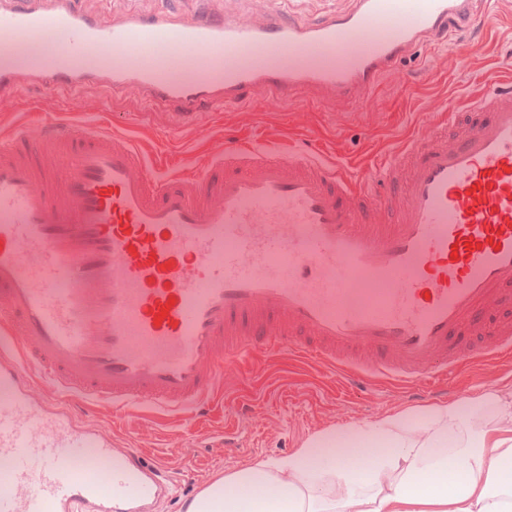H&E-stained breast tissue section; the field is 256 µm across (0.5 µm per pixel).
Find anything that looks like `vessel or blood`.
I'll list each match as a JSON object with an SVG mask.
<instances>
[{
  "instance_id": "1",
  "label": "vessel or blood",
  "mask_w": 512,
  "mask_h": 512,
  "mask_svg": "<svg viewBox=\"0 0 512 512\" xmlns=\"http://www.w3.org/2000/svg\"><path fill=\"white\" fill-rule=\"evenodd\" d=\"M478 2L353 0L287 25L0 0V93L132 87L182 128L261 92L342 112L412 49L490 28ZM462 109L490 119L452 135L436 113L355 167L287 124L275 146L203 128L172 161L89 116L0 118V512H146L162 463L84 418L207 416L230 367L249 388L277 355L418 401L511 364L512 77Z\"/></svg>"
}]
</instances>
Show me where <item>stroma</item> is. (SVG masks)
Masks as SVG:
<instances>
[{
  "instance_id": "obj_1",
  "label": "stroma",
  "mask_w": 512,
  "mask_h": 512,
  "mask_svg": "<svg viewBox=\"0 0 512 512\" xmlns=\"http://www.w3.org/2000/svg\"><path fill=\"white\" fill-rule=\"evenodd\" d=\"M352 0H82L86 10L97 13L163 12L187 17L201 10L228 11L248 17L267 10L285 22L313 21L347 10ZM494 36L483 39L480 31H450L445 44L421 46L395 68L388 85L359 108L341 115H326L324 124L335 134L343 160L364 158L361 142L365 127L380 130L382 138L423 128L430 112L441 111L452 99L483 80L489 68L507 70L512 65V0H488ZM41 111L33 120L43 121L58 113L79 119L85 106L98 104L96 115L107 126L135 134L152 132L160 151L191 155L197 145L192 129L172 130L164 108L145 104L135 90L117 94L91 85L84 92L59 98L39 93ZM229 395L222 408L192 422L170 418L154 421L139 410L116 418L115 445L142 448L164 458L170 468L172 491L159 498L152 512H181L183 501L208 481L231 473L259 459L281 458L296 451L314 434L332 425H371L384 416L405 411L424 413L426 404L414 403L380 386L359 395L350 391L339 373L314 368L292 377L277 358H269L260 376V388L252 393V413L242 416L234 398L242 384L225 371ZM233 434L237 452L224 446V434Z\"/></svg>"
}]
</instances>
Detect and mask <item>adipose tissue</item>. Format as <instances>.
<instances>
[{
	"instance_id": "obj_1",
	"label": "adipose tissue",
	"mask_w": 512,
	"mask_h": 512,
	"mask_svg": "<svg viewBox=\"0 0 512 512\" xmlns=\"http://www.w3.org/2000/svg\"><path fill=\"white\" fill-rule=\"evenodd\" d=\"M187 512H512V400L485 391L328 428L226 474L220 495Z\"/></svg>"
}]
</instances>
